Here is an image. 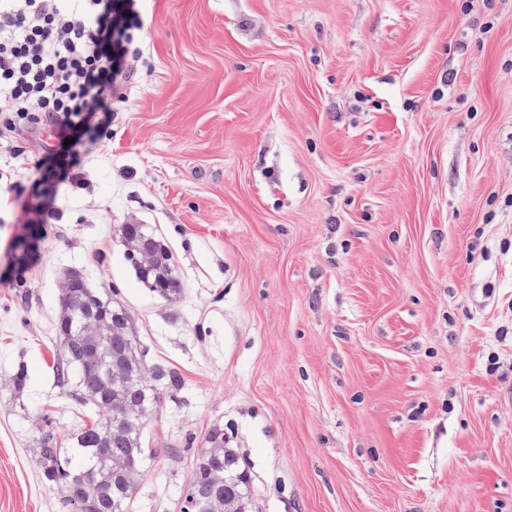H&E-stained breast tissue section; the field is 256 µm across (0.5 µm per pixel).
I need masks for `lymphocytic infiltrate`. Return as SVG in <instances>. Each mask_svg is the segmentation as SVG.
<instances>
[{
    "label": "lymphocytic infiltrate",
    "mask_w": 512,
    "mask_h": 512,
    "mask_svg": "<svg viewBox=\"0 0 512 512\" xmlns=\"http://www.w3.org/2000/svg\"><path fill=\"white\" fill-rule=\"evenodd\" d=\"M141 0H0V149L31 158L37 205L22 201L15 167L0 166V202L58 220L61 188L81 187V168L112 134L115 104L142 53Z\"/></svg>",
    "instance_id": "lymphocytic-infiltrate-1"
}]
</instances>
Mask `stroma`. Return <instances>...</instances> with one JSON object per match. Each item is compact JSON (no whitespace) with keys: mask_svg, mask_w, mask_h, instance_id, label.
<instances>
[{"mask_svg":"<svg viewBox=\"0 0 512 512\" xmlns=\"http://www.w3.org/2000/svg\"><path fill=\"white\" fill-rule=\"evenodd\" d=\"M112 136L60 219L0 212V512H64L33 452L82 270L176 372L128 512H180L221 424L257 512H512V0H147ZM183 282H139L119 225ZM26 366L16 389L13 375ZM118 236L124 257L141 283L167 300L182 294L172 251L157 230L133 222L120 225Z\"/></svg>","mask_w":512,"mask_h":512,"instance_id":"1","label":"stroma"}]
</instances>
